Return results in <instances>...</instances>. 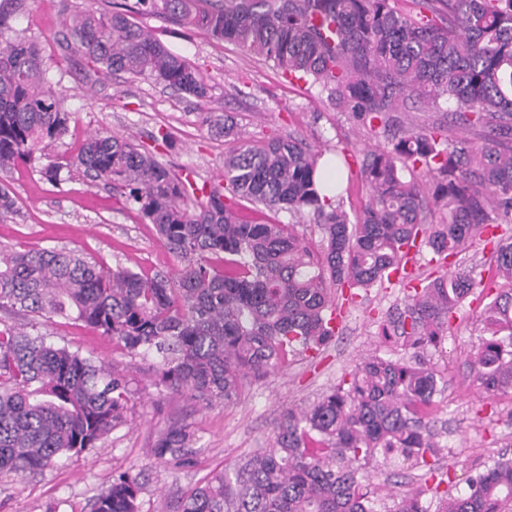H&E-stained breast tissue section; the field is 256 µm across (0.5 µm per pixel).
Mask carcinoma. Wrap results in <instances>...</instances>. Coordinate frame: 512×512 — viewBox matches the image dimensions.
<instances>
[{
  "label": "carcinoma",
  "mask_w": 512,
  "mask_h": 512,
  "mask_svg": "<svg viewBox=\"0 0 512 512\" xmlns=\"http://www.w3.org/2000/svg\"><path fill=\"white\" fill-rule=\"evenodd\" d=\"M15 3L0 0L5 173L33 164L70 121L41 42L13 27ZM136 14L239 46L290 80L312 79L386 148L357 173L367 201L353 220L340 203L352 182L344 152H313L293 136L248 139L229 116L211 112L204 122L229 143L226 195L218 187L195 194L160 160L158 148L173 145L168 129H158L152 149L94 133L75 157L40 168L53 185L75 167L120 194L179 268L149 275L66 247L0 248L1 479L97 447L126 421L133 395L119 366L49 344L15 317L82 322L129 355H154L157 385L228 404L245 378L263 377L290 352L328 345L339 302L390 280L407 249H431L442 267L485 226L512 223V0H413L409 11L398 0H122L74 13L63 41L92 64L87 82L124 73L206 101L204 77ZM414 103L448 112V123L474 137L450 143L440 124L405 126L399 115ZM418 170L429 180L415 179ZM241 202L313 217L325 247L309 245L292 224L244 220ZM427 211L440 212V223H423ZM15 213L13 191L1 185L0 218ZM493 262L499 281L472 267L413 288L381 324L382 336L403 339L409 358H365L312 405L284 414L275 448L188 489L174 512H374L360 463L426 466L439 447L429 409L441 377L427 356L443 349L470 296L486 301L472 370L489 395L512 392V237L497 240ZM192 439L187 427L171 428L151 453L183 463ZM138 492V477L121 474L91 512H139ZM423 494H404L390 512H429ZM437 512H512V460L469 477L466 492L441 496Z\"/></svg>",
  "instance_id": "cac0c4a2"
}]
</instances>
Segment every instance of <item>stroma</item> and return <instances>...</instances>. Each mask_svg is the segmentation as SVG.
Masks as SVG:
<instances>
[{
    "instance_id": "35a3bbf8",
    "label": "stroma",
    "mask_w": 512,
    "mask_h": 512,
    "mask_svg": "<svg viewBox=\"0 0 512 512\" xmlns=\"http://www.w3.org/2000/svg\"><path fill=\"white\" fill-rule=\"evenodd\" d=\"M72 5L84 7L85 0H25L13 20L16 29L40 38L49 74L64 89L63 106L74 115L63 142L43 149L41 164L75 156L96 131L131 134L147 146L165 128L176 143L163 150L164 161L175 172H192L196 181L220 184L226 145L203 125L206 112L231 116L238 129L256 139L294 136L316 150L343 149L355 171L368 153L385 146L384 139L368 133L349 113L337 111L319 87L289 82L262 58L152 16H141L140 24L200 71L211 87L210 99L201 102L126 74L90 86L84 78L86 60L60 45ZM1 182L11 187L18 208L0 219L2 246L77 248L108 267L148 273L177 267L152 225L108 187L79 171L65 174L55 187L35 166L22 164L0 172ZM406 296L400 284H378L361 292L355 303L343 306L336 335L326 347L290 356L264 378H246L229 404L205 405L156 387L152 357L127 356L111 338L88 327L62 319L35 327V334L47 341L118 364L135 394L126 423L98 448L62 458L40 474L0 480V512H91L113 476L125 471L140 476V512H173L179 497L214 471L234 468L246 454L271 450L282 414L317 401L363 358L409 357L402 341L384 339L380 330L382 320L403 307ZM481 309L480 301L466 300L451 321L443 351L432 355L445 381L431 412L440 432L434 468L390 461L362 465L374 512H387L394 500L416 488L424 489L426 506L436 507L433 489L439 481H450L452 492L461 493L469 476L494 460L512 458V396H487L470 371L473 349L485 334ZM180 425L194 434L189 465L153 457L150 450L159 436Z\"/></svg>"
}]
</instances>
